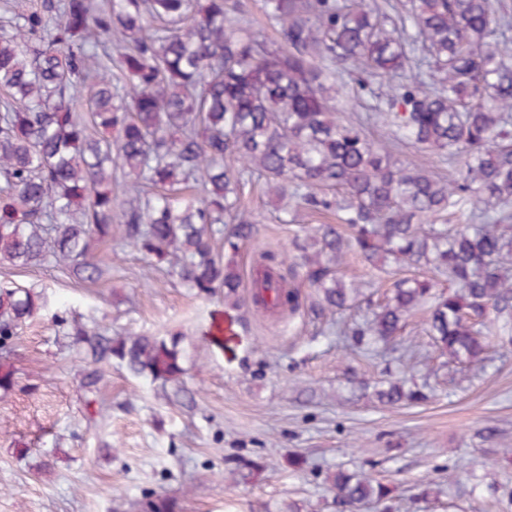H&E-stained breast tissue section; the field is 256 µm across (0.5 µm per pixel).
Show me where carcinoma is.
Here are the masks:
<instances>
[{"label":"carcinoma","mask_w":512,"mask_h":512,"mask_svg":"<svg viewBox=\"0 0 512 512\" xmlns=\"http://www.w3.org/2000/svg\"><path fill=\"white\" fill-rule=\"evenodd\" d=\"M281 44L243 25L235 0H38L0 10V262L47 260L83 281L103 274L94 248L125 242L199 295L224 291L240 303V279L215 242L235 255L257 233L241 189L268 192L316 211L336 210L295 243L296 266L315 289V312L371 302L339 268L355 254L375 267H428L448 280L398 278L372 317L339 336L392 345L406 320L428 314V332L447 361L477 364L490 347L512 346V31L504 0H408L395 23L366 0H260ZM360 76L396 141L448 156L436 179L392 159L336 112V67ZM124 177L112 193V171ZM332 188L337 200L317 190ZM463 224H434L441 213ZM253 304L301 308L297 287L268 265ZM44 306L40 293L0 287V398L16 386L13 345ZM89 351L81 386L103 382L101 366L174 396L186 370L181 339L129 332L110 336L74 323ZM378 401L426 394L391 381ZM327 480L338 512L391 498L389 486L338 470ZM153 495L134 512H178Z\"/></svg>","instance_id":"obj_1"}]
</instances>
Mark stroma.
<instances>
[{
    "instance_id": "obj_1",
    "label": "stroma",
    "mask_w": 512,
    "mask_h": 512,
    "mask_svg": "<svg viewBox=\"0 0 512 512\" xmlns=\"http://www.w3.org/2000/svg\"><path fill=\"white\" fill-rule=\"evenodd\" d=\"M371 102L350 98L347 116L376 144H396ZM396 146L403 165L447 176V157ZM243 202L258 229L235 257L245 296L261 253L292 264L296 239L323 217L287 222V201L257 180ZM100 250L109 265L94 283L52 262L0 263V285L45 300L14 341L17 386L0 400V512H122L148 492L177 496L181 512H279L290 499L303 512H336L327 475L340 467L393 490L391 506L361 512H448L452 501L462 512H512V351L490 352L481 369L445 364L421 311L402 335L414 355L368 351L336 334L337 324L362 322L368 304L317 316L303 285L297 314L232 309L149 272L120 236ZM77 322L114 336H181L188 402L168 401L116 365L103 367L106 382L88 402L86 350L71 338ZM401 376L425 387L427 400L379 405L368 383ZM250 461L259 468L242 478ZM426 483L436 497H420Z\"/></svg>"
}]
</instances>
